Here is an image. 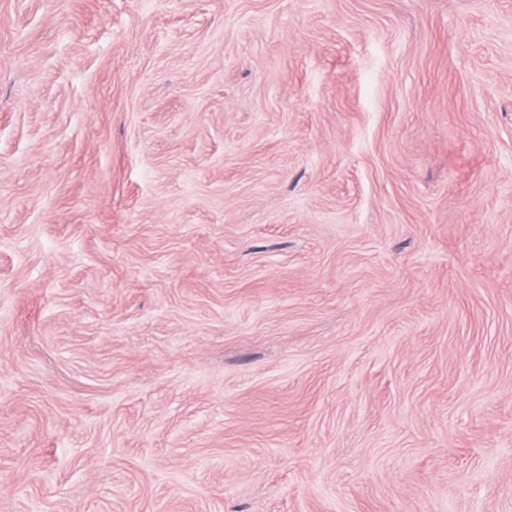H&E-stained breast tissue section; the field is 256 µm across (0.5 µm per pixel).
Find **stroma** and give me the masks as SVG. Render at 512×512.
Returning <instances> with one entry per match:
<instances>
[{
    "label": "stroma",
    "mask_w": 512,
    "mask_h": 512,
    "mask_svg": "<svg viewBox=\"0 0 512 512\" xmlns=\"http://www.w3.org/2000/svg\"><path fill=\"white\" fill-rule=\"evenodd\" d=\"M0 512H512V0H0Z\"/></svg>",
    "instance_id": "obj_1"
}]
</instances>
